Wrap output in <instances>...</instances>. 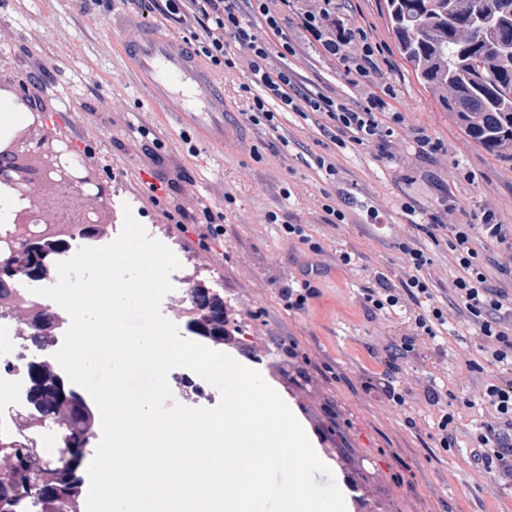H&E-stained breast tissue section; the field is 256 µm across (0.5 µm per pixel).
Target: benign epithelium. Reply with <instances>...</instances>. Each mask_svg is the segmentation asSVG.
Masks as SVG:
<instances>
[{
	"mask_svg": "<svg viewBox=\"0 0 512 512\" xmlns=\"http://www.w3.org/2000/svg\"><path fill=\"white\" fill-rule=\"evenodd\" d=\"M0 93L32 109L26 91L15 84L6 69L0 70ZM6 146L14 156L36 162V173L29 178L13 164L0 161V189L8 192L14 207L12 221L0 222V253L12 254L19 247L30 249L48 237L49 231L61 225L56 214L73 208V198L79 196L86 204L76 209L72 224L94 233L105 224L106 210L111 204L110 186L92 177L79 165L70 143L47 133L40 119L22 131L0 134V146ZM46 274L31 265L14 269L39 281L55 279V267L45 266Z\"/></svg>",
	"mask_w": 512,
	"mask_h": 512,
	"instance_id": "7a95c632",
	"label": "benign epithelium"
}]
</instances>
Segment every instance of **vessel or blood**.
<instances>
[{
  "mask_svg": "<svg viewBox=\"0 0 512 512\" xmlns=\"http://www.w3.org/2000/svg\"><path fill=\"white\" fill-rule=\"evenodd\" d=\"M122 54L151 107L176 113L208 142L221 144L231 138L232 129L224 123L223 85L179 37L149 30L123 46Z\"/></svg>",
  "mask_w": 512,
  "mask_h": 512,
  "instance_id": "obj_1",
  "label": "vessel or blood"
}]
</instances>
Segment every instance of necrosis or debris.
<instances>
[{"label": "necrosis or debris", "instance_id": "necrosis-or-debris-1", "mask_svg": "<svg viewBox=\"0 0 512 512\" xmlns=\"http://www.w3.org/2000/svg\"><path fill=\"white\" fill-rule=\"evenodd\" d=\"M48 303V298L26 288H14L0 296V385L9 390L8 397L0 401V444L55 453L58 443L43 434L28 403L29 364L34 352L29 328L40 325L44 338L41 352L48 355L62 345L71 324L68 318L47 316Z\"/></svg>", "mask_w": 512, "mask_h": 512}]
</instances>
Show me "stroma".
<instances>
[{
    "mask_svg": "<svg viewBox=\"0 0 512 512\" xmlns=\"http://www.w3.org/2000/svg\"><path fill=\"white\" fill-rule=\"evenodd\" d=\"M340 17L363 27L388 49L381 76L364 80L375 90L382 82L393 86L397 108L405 114L406 132L392 158L380 157L377 147L347 143L335 147L319 129L320 116L301 118L288 112L280 121L297 139L289 145L260 140L243 120L245 107L239 86L246 70L224 76L228 123L237 131L224 147L203 143L192 128L148 107L141 90L127 77L129 66L107 17L80 13L72 0H0V40L20 45L17 54L0 55V66L24 67L29 60L48 61L46 97H62L66 112H43V124L66 138L77 159L91 157L95 173L112 180L113 233H120L124 208L150 237L176 251L181 266L171 275L174 288L204 282L236 305L249 336L246 345L226 344L225 353L259 371L283 398L307 432L315 452L331 469L316 475L319 484L335 479L348 512H500L512 508V494L496 488L492 477L470 466L457 448H440L426 421L407 427L402 412L378 407L363 399L362 375L373 382L404 384L423 376L442 360L429 341L417 339L418 353L401 373L388 375L364 345L382 334L393 340L412 335L415 312H399L392 322L377 326L361 308L356 288L367 285L370 269L388 271L399 252L392 237L374 238L365 229L373 219L408 225L426 220L439 210L436 181L448 185L453 219L463 223L490 205L501 223L512 225V157L491 152L473 141L418 82L401 58L383 9V0H336ZM38 39H30L31 31ZM299 84L309 90L328 89L337 98L352 97L343 67L309 52L291 60ZM151 116L153 132L172 152L196 146L195 160L206 188L228 189L234 203L223 241L200 247L193 235L180 233L162 206L150 204L141 144L125 139L126 113ZM425 128L446 147L434 162L414 154L410 131ZM335 152L339 173L329 180L314 168L316 155ZM292 192L282 200L281 188ZM330 193L347 216L330 244L354 253L352 266L320 276L318 298L299 313L286 312L276 298L279 288L298 275L302 253L288 245L275 227H261L263 211L274 210L291 224H310L320 213L323 193ZM419 204L415 214L402 210L407 198ZM296 343L297 355L285 357L283 345ZM263 346L268 354L256 361L244 346ZM407 480L389 481V470Z\"/></svg>",
    "mask_w": 512,
    "mask_h": 512,
    "instance_id": "stroma-1",
    "label": "stroma"
}]
</instances>
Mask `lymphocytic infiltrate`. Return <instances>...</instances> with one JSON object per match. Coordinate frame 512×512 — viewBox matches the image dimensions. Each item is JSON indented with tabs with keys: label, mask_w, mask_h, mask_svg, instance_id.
Masks as SVG:
<instances>
[{
	"label": "lymphocytic infiltrate",
	"mask_w": 512,
	"mask_h": 512,
	"mask_svg": "<svg viewBox=\"0 0 512 512\" xmlns=\"http://www.w3.org/2000/svg\"><path fill=\"white\" fill-rule=\"evenodd\" d=\"M142 18L177 29L196 55L209 66L226 74L247 66L250 80L239 90L246 102L243 116L261 136L288 143L291 134L279 121L284 112L306 117L326 116L332 141L375 145L383 156H393L405 123L393 109L391 87L381 92L365 91L363 80L378 73L384 54L382 43L366 30L353 26L336 13V0H312L300 18L307 41L327 58L348 64L349 83L356 89L354 99H339L323 92L302 89L293 69L284 66L287 57L297 56L298 42L281 26L283 9L289 0H126ZM265 27L276 37L277 46L259 39L256 27ZM195 148L182 155L176 178L161 180L160 195L173 207L169 215L176 224L191 225L200 238L224 233L227 215L210 191H196L198 182L193 160ZM194 194H186V187ZM322 217L316 224L280 222L276 211L264 214L266 223L279 224L289 245H301L312 253L316 269L350 265V254H335L325 246L331 231L346 220L331 196L319 205ZM496 244L498 253L480 259L481 243ZM398 249L403 258L393 274L376 270L372 284L360 288L358 299L374 320L385 324L400 309L417 308V336L437 341L455 335V319L469 327L477 349L466 359L465 382L458 391L448 388L445 370L427 373L424 381L401 387L392 383L361 381L370 400L399 407L408 426L422 416L437 418L442 448L460 447L467 462L492 476L512 478V225L499 223L491 208H483L478 221L452 224L447 214L430 215L413 234L402 237ZM463 408H480L478 424L459 423L449 412L450 401Z\"/></svg>",
	"instance_id": "f902f5d3"
}]
</instances>
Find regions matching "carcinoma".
I'll return each mask as SVG.
<instances>
[{
    "instance_id": "obj_1",
    "label": "carcinoma",
    "mask_w": 512,
    "mask_h": 512,
    "mask_svg": "<svg viewBox=\"0 0 512 512\" xmlns=\"http://www.w3.org/2000/svg\"><path fill=\"white\" fill-rule=\"evenodd\" d=\"M402 59L416 78L452 112L467 135L485 148L512 149V0H385ZM201 313L224 341V302L209 289L192 293ZM31 406L44 424L63 429L73 448L97 436L92 406L76 390L63 394L62 376L31 365ZM0 512L32 501L40 512H80L81 458L67 451L43 456L31 448H4Z\"/></svg>"
}]
</instances>
